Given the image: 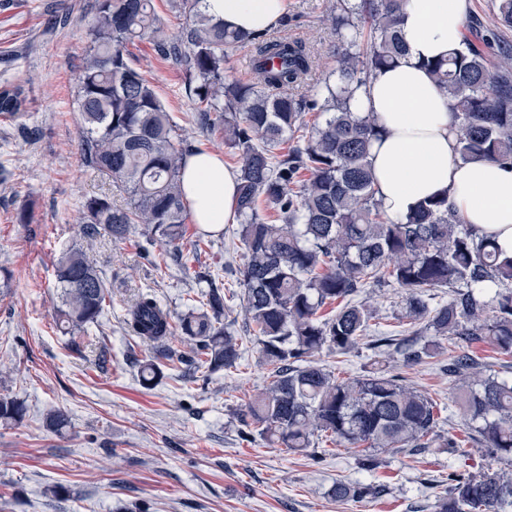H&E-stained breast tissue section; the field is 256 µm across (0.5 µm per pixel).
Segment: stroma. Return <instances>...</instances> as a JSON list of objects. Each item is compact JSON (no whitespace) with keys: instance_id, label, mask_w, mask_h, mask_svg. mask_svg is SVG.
Listing matches in <instances>:
<instances>
[{"instance_id":"35a3bbf8","label":"stroma","mask_w":512,"mask_h":512,"mask_svg":"<svg viewBox=\"0 0 512 512\" xmlns=\"http://www.w3.org/2000/svg\"><path fill=\"white\" fill-rule=\"evenodd\" d=\"M327 0H291L285 35L306 40L316 63L311 80L334 66L335 36L323 16ZM97 0H0V84L22 83L32 134L0 120V397L24 402L18 423L0 422V512H436L448 488V452L388 450L372 473L357 451L322 440L295 454L260 436L242 437L239 411L268 385L269 368L247 334L237 271L245 261L239 225L214 235L187 223L181 265L162 266L165 245L132 232L122 241L100 234L89 257L112 286L99 324L68 338L56 331L60 290L53 264L83 241L79 213L86 197L108 186L83 167L75 104L86 30ZM134 68L151 82L189 144L237 165L221 129L203 130L198 108L172 62L149 41L127 47ZM33 214L18 223L21 208ZM201 240L192 253L193 240ZM224 271V320L242 338L235 367L211 375L166 362L161 382L145 387L140 362L154 356L125 324L140 294L155 295L173 315L196 299L195 272ZM358 301L375 310L381 328L403 333L405 292L397 284H367ZM375 358L372 337L348 354L321 351L315 362L341 378L363 374ZM393 372L437 401L439 435L457 433L460 419L439 361L416 365L394 358ZM54 408L68 412L63 433L47 427ZM339 481H361L380 493L336 500ZM63 487L62 496L49 495Z\"/></svg>"}]
</instances>
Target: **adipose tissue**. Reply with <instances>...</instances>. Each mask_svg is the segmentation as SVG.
I'll return each instance as SVG.
<instances>
[{"label":"adipose tissue","mask_w":512,"mask_h":512,"mask_svg":"<svg viewBox=\"0 0 512 512\" xmlns=\"http://www.w3.org/2000/svg\"><path fill=\"white\" fill-rule=\"evenodd\" d=\"M467 6L468 0H407L400 25L405 54L359 91L358 103L376 113L385 129L372 144L370 162L386 217L403 218L423 199L444 192L464 223L493 235L512 255V169L457 158L456 117L422 67L458 47ZM202 9L227 29L260 32L277 27L288 0H204ZM181 181L195 224L217 233L237 223L238 173L220 155H187Z\"/></svg>","instance_id":"1"}]
</instances>
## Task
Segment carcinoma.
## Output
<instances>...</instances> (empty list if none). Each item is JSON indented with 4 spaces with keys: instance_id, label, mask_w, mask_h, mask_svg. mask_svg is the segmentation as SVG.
Returning a JSON list of instances; mask_svg holds the SVG:
<instances>
[{
    "instance_id": "cac0c4a2",
    "label": "carcinoma",
    "mask_w": 512,
    "mask_h": 512,
    "mask_svg": "<svg viewBox=\"0 0 512 512\" xmlns=\"http://www.w3.org/2000/svg\"><path fill=\"white\" fill-rule=\"evenodd\" d=\"M404 2L333 0L326 21L336 31L339 57L323 81L310 83L315 56L302 39L230 31L202 10V0H172L174 32L158 23L152 0H98L75 97L82 165L125 195L123 205L107 194L85 199L84 238L92 243L104 230L124 240L138 224L149 239L176 250L188 217L180 183L187 149L152 85L131 66L126 45L146 38L180 67L201 126L224 130V143L239 158L245 249L239 299L271 367L267 387L240 410L241 434L250 437L254 425L270 443L303 452L325 432L337 445L359 449L358 464L367 472L378 467V450L437 443L452 457L458 448L455 438L438 443V404L382 361L339 380L311 360L324 349L348 354L371 331L375 312L355 301L369 280L383 276L406 291L402 318L410 333L379 332L374 348L380 353L393 350L408 364L421 363L441 355L442 337L512 352V257L463 223L446 194L421 201L397 221L380 210L369 157L384 128L353 101L404 56ZM246 45L255 49L249 78H228V51ZM424 68L458 119L457 157L512 165V45L481 32L471 17L460 49ZM27 103L22 84L0 86L4 119L23 121ZM306 112L323 115L322 123L302 130ZM262 204L279 223L269 222ZM54 277L62 289L54 317L61 332L73 335L99 323L112 292L84 250H64ZM197 279L206 287L199 308L174 322L153 295L143 294L129 307L126 324L153 343L159 358L214 373L237 363L241 343L224 326L219 274L206 268ZM435 288L453 289L448 302L430 304L427 292ZM333 303L332 316L319 314ZM177 331L190 354L167 350ZM157 359L140 365L145 386L164 376ZM448 378L463 436L512 458V377L486 373V365L463 350L448 354ZM25 414L21 401L0 398V421L19 422ZM46 424L62 432L69 415L55 409ZM374 491L370 484L338 482L333 495L341 501ZM438 512H512V473L466 475L448 462V493Z\"/></svg>"
}]
</instances>
